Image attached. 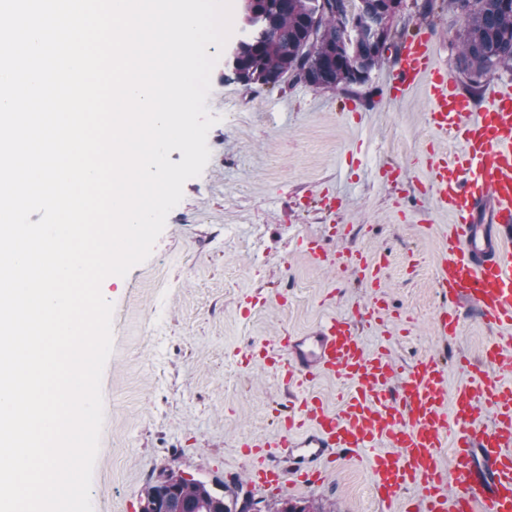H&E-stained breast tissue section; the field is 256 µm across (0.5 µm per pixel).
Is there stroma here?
<instances>
[{
	"instance_id": "35a3bbf8",
	"label": "stroma",
	"mask_w": 512,
	"mask_h": 512,
	"mask_svg": "<svg viewBox=\"0 0 512 512\" xmlns=\"http://www.w3.org/2000/svg\"><path fill=\"white\" fill-rule=\"evenodd\" d=\"M423 2L403 0L396 35L430 28L437 64L457 76L462 20L448 0H435L427 15ZM389 70L375 69L346 95L287 78L249 88L216 63L207 166L186 181L151 256L102 282L114 305L113 352L101 382L93 512H140L147 478L166 466L211 484L248 481L252 446L284 432L286 390L258 351L328 318H347L367 353L385 350L405 369L429 359L443 364L448 391L467 379L464 357L498 375L481 355L505 328L486 324L469 304L454 338L434 326L438 241L452 218L422 193L423 161L454 156L461 144L433 127L425 85L387 100ZM324 191L339 200L336 211L320 206ZM308 240L381 259L388 304L381 325L363 319L369 284L350 270L311 265ZM421 491L412 485L393 502L379 500L360 455L341 461L322 484L251 494L314 500L333 512H404Z\"/></svg>"
}]
</instances>
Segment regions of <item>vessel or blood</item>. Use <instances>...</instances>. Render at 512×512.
Instances as JSON below:
<instances>
[{
	"label": "vessel or blood",
	"instance_id": "obj_1",
	"mask_svg": "<svg viewBox=\"0 0 512 512\" xmlns=\"http://www.w3.org/2000/svg\"><path fill=\"white\" fill-rule=\"evenodd\" d=\"M421 83L435 129L462 144L454 158L426 159L423 190L454 218L438 243L436 330L453 338L463 302L486 323L511 326L512 251L505 243L512 238V81L490 80L482 104H474L436 64L433 33L419 29L402 42L387 86L399 100ZM307 252L316 266L350 269L370 284L371 318L386 311L380 263L360 250L330 252L315 243ZM482 355L511 374L512 336ZM269 361L285 384L331 374L351 390L338 413L313 397H287L282 411L295 431L275 440L272 458L254 462L252 486L315 484L326 461L364 451L382 501L408 485L424 486V502L408 512H512V384L471 365L467 381L447 394L443 365L428 360L399 369L385 353L367 354L350 322L335 317L284 339ZM445 447L451 468L444 477Z\"/></svg>",
	"mask_w": 512,
	"mask_h": 512
}]
</instances>
